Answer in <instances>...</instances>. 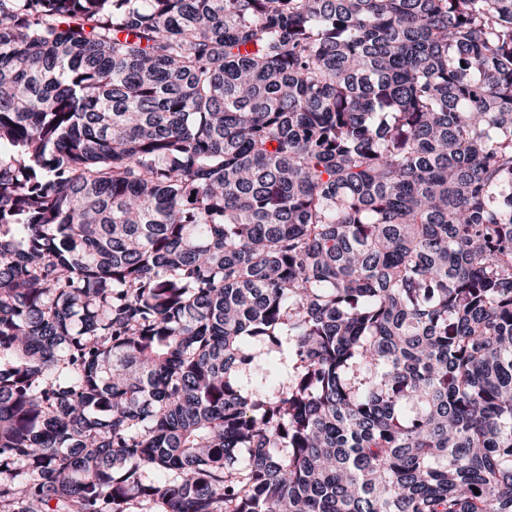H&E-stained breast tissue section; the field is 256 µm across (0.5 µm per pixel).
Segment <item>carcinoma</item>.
Segmentation results:
<instances>
[{"instance_id": "carcinoma-1", "label": "carcinoma", "mask_w": 512, "mask_h": 512, "mask_svg": "<svg viewBox=\"0 0 512 512\" xmlns=\"http://www.w3.org/2000/svg\"><path fill=\"white\" fill-rule=\"evenodd\" d=\"M6 505L512 512V0H0Z\"/></svg>"}]
</instances>
